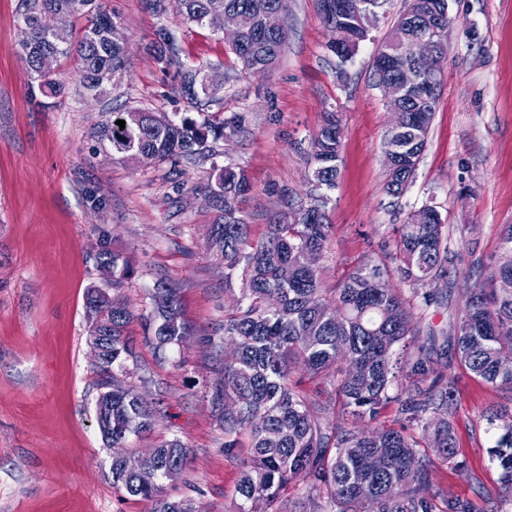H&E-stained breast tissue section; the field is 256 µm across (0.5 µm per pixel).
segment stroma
Returning a JSON list of instances; mask_svg holds the SVG:
<instances>
[{
	"instance_id": "obj_1",
	"label": "stroma",
	"mask_w": 512,
	"mask_h": 512,
	"mask_svg": "<svg viewBox=\"0 0 512 512\" xmlns=\"http://www.w3.org/2000/svg\"><path fill=\"white\" fill-rule=\"evenodd\" d=\"M127 37L128 71L110 94L85 96L74 68L60 77L58 98L43 97L20 59L16 0H0V512H154L153 501L112 488V450L96 422L99 389L90 353L85 292L102 285L101 246L121 251L133 274L123 290L134 312L161 277L178 288L192 336L157 355L140 323L129 333L136 362L117 372L147 398H160L154 432L131 437L142 452L164 439L191 450L182 477L164 485L196 512H236L240 472L250 448L225 455L224 432L211 403L221 376L206 338L235 296L204 249L211 214L198 185L212 164L246 170L250 188L239 207L253 238L262 237L288 204L310 190L311 140L325 112L341 118V162L328 207L333 233L318 267L332 288L358 263L395 251V227L430 205L448 227L450 272L418 305L419 336L451 331L470 288L486 277L512 224V0H449L452 20L445 78L415 178L398 199L386 195V139L392 115L376 85L373 59L404 7L387 14L347 62L330 49L322 0H288V42L267 75L243 72L231 47L207 27L186 23L177 4L156 15L150 0H105ZM175 38L181 62L219 72L213 95L191 103L146 47L157 26ZM168 116L218 114L245 119L217 142L216 160L173 170L112 161L94 133L115 104ZM433 367L458 379L454 418L459 472L441 464L432 489L451 501H497L486 412L512 396L474 378L453 346Z\"/></svg>"
}]
</instances>
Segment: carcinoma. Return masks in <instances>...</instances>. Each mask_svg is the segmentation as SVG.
I'll use <instances>...</instances> for the list:
<instances>
[{
  "instance_id": "obj_1",
  "label": "carcinoma",
  "mask_w": 512,
  "mask_h": 512,
  "mask_svg": "<svg viewBox=\"0 0 512 512\" xmlns=\"http://www.w3.org/2000/svg\"><path fill=\"white\" fill-rule=\"evenodd\" d=\"M373 0H343L345 8L324 11L323 22L336 36L333 51L342 62L350 60L366 39L360 19ZM407 7L395 25L408 26L416 37L433 24L448 30V14L437 0H406ZM287 0H184L183 15L215 34L224 27V12L246 17L243 46L233 52L246 73L275 67L288 38L285 25L271 31L266 15H286ZM19 20L18 53L38 82L45 97H59L66 89L57 72L39 70V59L49 53L55 63L74 58L80 84L89 93L103 96L107 88L127 73L124 46L111 39L120 18L101 0H16ZM88 15V25L76 42L58 45L52 31L58 24L72 26ZM152 50L163 68L177 69L179 86L188 99L199 68H187L175 54L169 30L159 26ZM448 43L440 46L437 59L422 61L405 53L389 59L378 57L376 79L391 78L414 85L396 101L403 112L404 128L389 132L387 146L398 148L397 167L388 173L387 195L402 196L413 182L427 145L432 112L421 111L425 86L437 71L444 70ZM102 70L112 80L102 83L95 76ZM125 121V128L116 121ZM242 116L222 122L198 121L190 116L170 118L162 113L133 108L112 115L98 127L96 138L112 159L133 165L136 156L149 152L173 167L185 160L211 157L209 141H218L241 128ZM340 119L326 114L311 141V182L314 193L307 201L269 225L266 234L251 237L249 224L240 214L239 199L249 190L246 171L238 166L213 164L212 176L199 191L212 198L214 219L209 225L205 249L224 268V284L239 278V296L224 310V321L207 337L209 347L221 353L227 340L234 342L231 357L224 358L222 375L213 387L211 402L224 429V453L231 454L246 433L251 454L244 462L237 493V512H278L276 504L288 484L303 475L305 499L293 503L289 512H479L469 502L442 501L426 496L432 486L436 462L463 472L457 459L453 418L457 409V384L443 381L430 366L436 342L419 339L413 327L412 299L430 304L424 288L448 272L451 263L448 229L439 212L423 206L409 213L399 225L396 243L398 263L390 267L383 259L361 261L334 289L321 286L319 269L310 268L306 255L324 254L332 233L328 222L330 192L336 189L341 161ZM503 260L483 281L470 289L464 313L454 327V342L466 371L484 382L512 393V293L504 294L496 282L512 280V224L502 231ZM98 263L106 275L103 287L86 292L88 335L102 337L103 357L96 363L101 389L96 402L100 432L112 448V488L133 497L152 499L155 512H195L189 499L165 496L163 484L178 480L189 460L190 450L179 439H164L153 448L145 465L156 473L151 485L140 482L127 466L133 453L127 451L132 435L150 433L158 421L156 403L135 387L109 386V372L126 368L136 358L127 336L135 320L157 353L179 345L192 334L182 314L177 288L159 279L148 292L149 310L135 315L122 290L130 279L129 258L101 247ZM409 287H388L391 277ZM311 378L334 373L332 404L316 405L305 397L293 372ZM400 392L391 395L394 385ZM395 401L401 424L377 427L368 434L336 426L326 432L324 415L331 406L355 422H376L385 406ZM487 431L494 432L492 461L500 470V485L512 503V415L487 416ZM421 429L428 443L421 445L407 430Z\"/></svg>"
}]
</instances>
